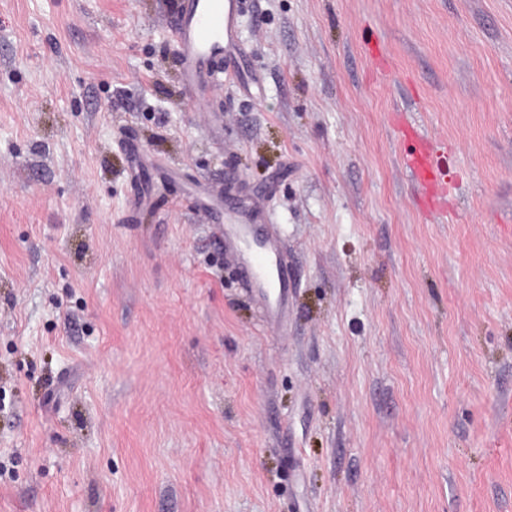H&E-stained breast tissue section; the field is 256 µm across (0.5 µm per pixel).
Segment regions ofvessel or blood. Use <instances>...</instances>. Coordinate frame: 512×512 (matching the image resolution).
Masks as SVG:
<instances>
[{
	"label": "vessel or blood",
	"instance_id": "obj_1",
	"mask_svg": "<svg viewBox=\"0 0 512 512\" xmlns=\"http://www.w3.org/2000/svg\"><path fill=\"white\" fill-rule=\"evenodd\" d=\"M238 11L239 0H180L170 34L178 49L184 86L192 98L211 90L214 60L236 62ZM402 164L421 185H447L438 161L421 141H413ZM193 203L197 215L221 230L226 260L243 267L247 283L262 304L265 326L279 327L293 283L275 225L254 223L252 207L225 203L220 187L197 185Z\"/></svg>",
	"mask_w": 512,
	"mask_h": 512
}]
</instances>
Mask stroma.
Instances as JSON below:
<instances>
[{
    "label": "stroma",
    "mask_w": 512,
    "mask_h": 512,
    "mask_svg": "<svg viewBox=\"0 0 512 512\" xmlns=\"http://www.w3.org/2000/svg\"><path fill=\"white\" fill-rule=\"evenodd\" d=\"M176 3L0 0V512H512V0H243L199 103ZM411 144L412 147L402 155V164L415 181L426 187L448 189V182L428 146L418 140H412ZM194 211L208 224H216L224 235V257L244 268L246 282L253 288L264 313L267 328H278L288 310V293L293 288L288 264L274 224H256L248 207L224 203V189L199 184L192 197Z\"/></svg>",
    "instance_id": "stroma-1"
}]
</instances>
